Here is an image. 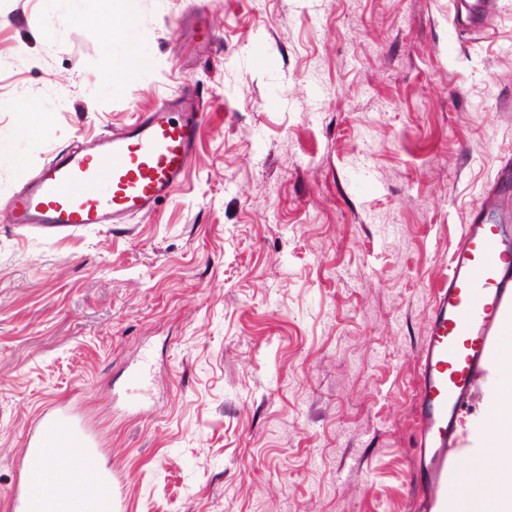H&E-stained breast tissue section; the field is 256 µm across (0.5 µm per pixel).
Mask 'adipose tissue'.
Returning a JSON list of instances; mask_svg holds the SVG:
<instances>
[{
	"label": "adipose tissue",
	"mask_w": 512,
	"mask_h": 512,
	"mask_svg": "<svg viewBox=\"0 0 512 512\" xmlns=\"http://www.w3.org/2000/svg\"><path fill=\"white\" fill-rule=\"evenodd\" d=\"M483 403L493 410L495 419L468 417L465 428L470 444L463 450L466 473L480 492L477 512H512V341L498 346ZM490 470L497 475L491 486L484 480Z\"/></svg>",
	"instance_id": "obj_1"
}]
</instances>
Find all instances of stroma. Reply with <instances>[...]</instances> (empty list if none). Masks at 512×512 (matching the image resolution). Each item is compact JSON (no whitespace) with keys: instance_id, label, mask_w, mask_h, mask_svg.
Instances as JSON below:
<instances>
[{"instance_id":"obj_1","label":"stroma","mask_w":512,"mask_h":512,"mask_svg":"<svg viewBox=\"0 0 512 512\" xmlns=\"http://www.w3.org/2000/svg\"><path fill=\"white\" fill-rule=\"evenodd\" d=\"M496 7L466 31L453 0H0V512L62 403L123 512H413L434 291L512 166ZM190 86L210 107L172 197L10 224L20 179ZM186 23L194 26L200 33L199 39L196 43V51L200 53L211 51L215 42V38L214 35L206 27L204 13L196 12L188 15Z\"/></svg>"}]
</instances>
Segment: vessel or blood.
Listing matches in <instances>:
<instances>
[{
  "label": "vessel or blood",
  "instance_id": "obj_1",
  "mask_svg": "<svg viewBox=\"0 0 512 512\" xmlns=\"http://www.w3.org/2000/svg\"><path fill=\"white\" fill-rule=\"evenodd\" d=\"M468 18L493 25L494 0H467ZM196 28L197 52L211 51L215 38L205 15H188ZM203 99L198 94L164 100L94 150H63L6 198L11 224L59 232L98 224H123L151 210L182 183L196 152ZM464 225L448 274L436 288L428 332L419 350L416 466L411 482L422 497L421 512H471L475 491L457 465L460 415L475 398L485 373L497 317L512 302V171L497 176ZM72 470L57 483L50 463ZM26 478L12 512H118L121 481L102 461L93 438L67 409H57L36 428L25 459Z\"/></svg>",
  "mask_w": 512,
  "mask_h": 512
}]
</instances>
